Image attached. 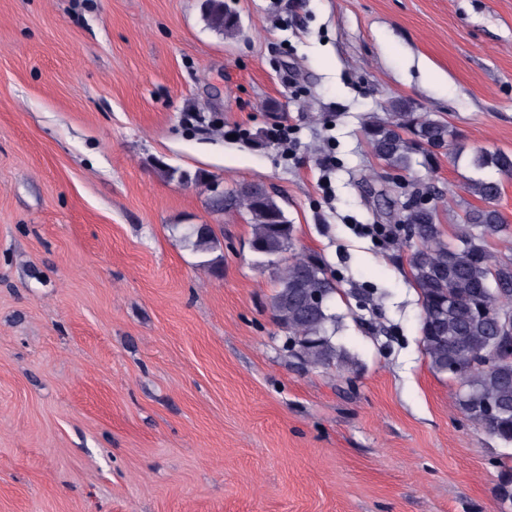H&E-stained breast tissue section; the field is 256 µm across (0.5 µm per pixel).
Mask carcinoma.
Wrapping results in <instances>:
<instances>
[{"label": "carcinoma", "instance_id": "1", "mask_svg": "<svg viewBox=\"0 0 512 512\" xmlns=\"http://www.w3.org/2000/svg\"><path fill=\"white\" fill-rule=\"evenodd\" d=\"M206 25L226 37L240 31L236 12L224 0H203ZM368 143L379 159L397 170L410 168L412 157L431 158L438 149L449 150L455 132L448 123L416 111L407 100L390 105L388 117L374 118L366 128ZM478 169L490 168L512 176V153L479 152ZM170 180L190 178L206 182L209 176H190L165 167ZM463 190L483 202L465 211L455 225L457 243L445 240L438 222V207L401 211L398 221L414 224L417 244L410 255V269L421 305V343L430 369L459 382L456 406L472 424L485 429L505 445H512V340L496 321V313L512 308V258H497L487 250V240L501 231L504 219L494 207L501 194L495 178L471 179ZM213 213L238 212L249 216L250 248L260 267L275 269L276 286L268 298L271 315L285 333L288 356L310 368L348 369L351 353L334 341L336 315L330 302L338 293L323 259L303 254L283 262L294 245V225L278 196L261 184H246L224 193V202L207 198ZM194 251L214 249L209 225H193L186 235Z\"/></svg>", "mask_w": 512, "mask_h": 512}]
</instances>
